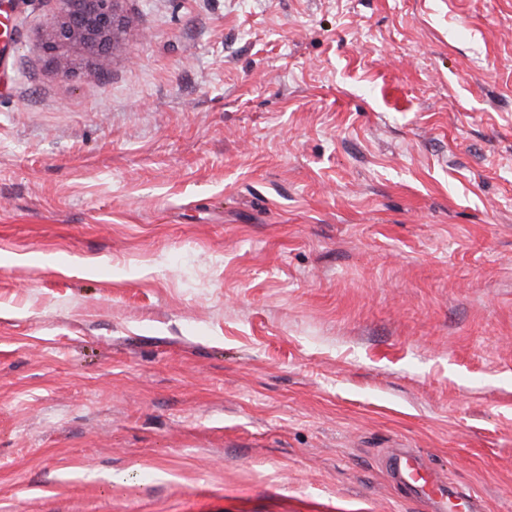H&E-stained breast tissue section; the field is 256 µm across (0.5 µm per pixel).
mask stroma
<instances>
[{"label": "stroma", "mask_w": 512, "mask_h": 512, "mask_svg": "<svg viewBox=\"0 0 512 512\" xmlns=\"http://www.w3.org/2000/svg\"><path fill=\"white\" fill-rule=\"evenodd\" d=\"M0 0V512H512V0ZM58 11L48 29L47 48L55 55L59 70L67 74L71 55L83 49L107 64V48L118 30L120 0H57ZM408 459H396L394 463V472L402 474L420 494L430 500H435L440 504L438 512L448 511L457 508L458 505L448 501V484L445 483L437 473L420 470L409 465ZM449 504V505H448Z\"/></svg>", "instance_id": "35a3bbf8"}]
</instances>
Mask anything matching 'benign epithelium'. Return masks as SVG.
<instances>
[{
	"mask_svg": "<svg viewBox=\"0 0 512 512\" xmlns=\"http://www.w3.org/2000/svg\"><path fill=\"white\" fill-rule=\"evenodd\" d=\"M58 11L48 29L47 48L61 73L69 72L74 51L87 50L107 64V48L118 30L120 0H57Z\"/></svg>",
	"mask_w": 512,
	"mask_h": 512,
	"instance_id": "7a95c632",
	"label": "benign epithelium"
}]
</instances>
